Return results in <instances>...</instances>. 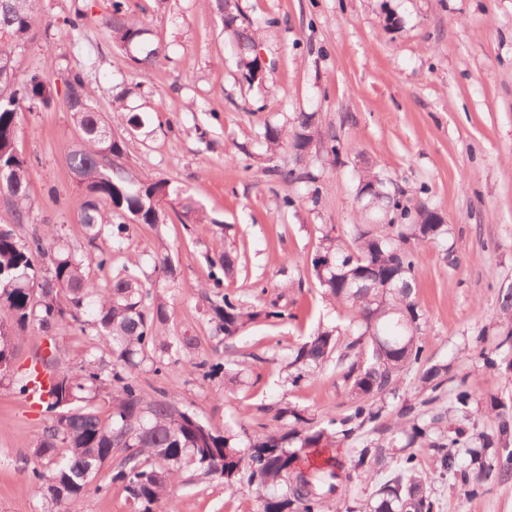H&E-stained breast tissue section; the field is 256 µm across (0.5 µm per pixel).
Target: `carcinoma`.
Returning a JSON list of instances; mask_svg holds the SVG:
<instances>
[{
  "instance_id": "1",
  "label": "carcinoma",
  "mask_w": 512,
  "mask_h": 512,
  "mask_svg": "<svg viewBox=\"0 0 512 512\" xmlns=\"http://www.w3.org/2000/svg\"><path fill=\"white\" fill-rule=\"evenodd\" d=\"M209 2L221 16L225 38L239 49L237 67L243 80L250 86L264 84L252 23L237 0ZM83 20V10L77 9L58 27L70 34L82 27ZM41 24L35 0H0V196L12 203V223L0 224V311L9 317V323L0 322V356L11 355L12 337L31 325L50 336L71 322L90 329L100 344L112 350L111 361L88 356L72 370L58 367L53 354L41 358L50 374L44 403L49 424L34 448L37 465L31 468V477L46 488L51 510L78 512L84 491L112 459L113 450L122 448L126 456L112 470L110 481L124 486L138 512H158L173 469L183 467L219 476L229 487L243 480L256 486L260 512H341V499L353 474L370 475L377 448L359 449L348 466L334 455L321 464L311 462V456L333 444V439L347 438L375 421L377 399L392 390L407 367L421 363L422 314L410 289L402 287L417 271L410 241L441 242L448 234L447 225L434 223L437 212L423 203L414 208L402 204V190L388 196L387 182L371 168L363 171L356 193H361V186L372 184L381 191L368 210L374 223L352 225V248L329 232L323 234L312 262L314 277L329 299L356 312V328L346 345L354 356L344 374L352 396L349 413L329 421L341 426L330 434L311 425L302 411L286 408L281 416L291 417L290 422L254 436L242 449L234 436L182 410L166 390L146 392L134 374L154 345L157 324L166 319L165 304L145 280L153 276L158 283L177 276L168 255L154 256L149 274L140 267L127 268L112 285L101 287L85 277V265L94 260L103 266L111 261V254L100 250L89 256L76 255L52 234L24 239L12 228L28 218L30 174L38 163L16 150L20 114L37 112L53 101L41 73L16 79L13 52ZM106 26L138 68L146 71L158 62L162 48L151 43L144 21L127 16L123 0H113ZM62 80L65 108L82 133L81 143L65 146L64 152L86 195L79 223L87 230L89 245L97 247L104 227L112 224L117 231L112 244L118 249L129 225L165 224L169 208L180 223H195L198 207L191 195L168 180H144L121 164L126 141L112 133L97 111L83 70L69 69ZM317 135L313 112L295 113L289 127L266 124L261 133L269 152L285 143L302 160L316 141L327 153L339 156V138L331 135L318 140ZM268 161L261 172L269 180L302 183L307 199L318 204L320 176L305 168L281 169L272 164L271 157ZM40 258L47 259L46 267L35 264ZM502 310L510 327L499 345H512L511 288L502 298ZM210 311L216 333L227 340L259 319L285 318L287 309L271 300L251 311L236 293L225 291L219 301L210 303ZM377 335L390 344L376 343ZM335 348L332 331L314 333L288 363L291 383H298ZM447 372L445 365L426 368L420 377L422 389H440ZM103 393L112 403L106 419L96 406ZM400 419L397 429L408 444L430 441L431 423L412 415V409L403 410ZM492 447V438H482L480 446L469 450V461L460 469L462 480L472 484L474 491L496 476L489 461ZM412 460L410 455L403 457L394 474L376 488L374 503L367 505L369 512H431L428 476Z\"/></svg>"
}]
</instances>
